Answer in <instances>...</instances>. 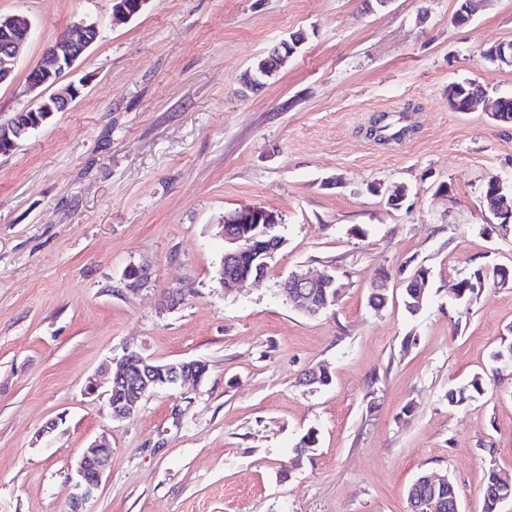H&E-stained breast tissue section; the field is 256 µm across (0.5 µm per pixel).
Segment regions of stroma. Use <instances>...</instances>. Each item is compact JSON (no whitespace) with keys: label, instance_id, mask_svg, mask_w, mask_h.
I'll list each match as a JSON object with an SVG mask.
<instances>
[{"label":"stroma","instance_id":"obj_1","mask_svg":"<svg viewBox=\"0 0 512 512\" xmlns=\"http://www.w3.org/2000/svg\"><path fill=\"white\" fill-rule=\"evenodd\" d=\"M149 0L130 21L112 0H0L31 23L0 118L32 102L26 75L73 22L100 36L65 81L80 95L0 155V512H69L75 465L96 438L112 459L88 512H406L423 471L448 475L461 512H482L489 469L512 475V288L458 306L476 266H512V231L489 224L492 178L512 182V0ZM304 42L262 87L241 75L273 44ZM476 80L484 106L448 87ZM389 114L408 132L371 135ZM407 186L401 208L391 190ZM277 214L266 275L219 281L226 212ZM148 268L126 290L129 266ZM430 272L417 315L370 307L379 273ZM336 272V305L295 311L281 284ZM180 294L179 304L167 298ZM134 351L203 360L195 387L146 391L113 421L90 378ZM324 366L331 382L301 380ZM483 395L449 406L477 373ZM59 420L52 433L44 428ZM316 431L313 452L295 445Z\"/></svg>","mask_w":512,"mask_h":512}]
</instances>
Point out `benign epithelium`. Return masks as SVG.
I'll return each mask as SVG.
<instances>
[{"label":"benign epithelium","mask_w":512,"mask_h":512,"mask_svg":"<svg viewBox=\"0 0 512 512\" xmlns=\"http://www.w3.org/2000/svg\"><path fill=\"white\" fill-rule=\"evenodd\" d=\"M113 13L127 19L138 16L148 0H112ZM29 24L16 15L0 14V84L6 82L15 71L22 55ZM99 36L98 26L94 22L79 20L49 46L42 56V62L32 68L27 76L28 91L47 90L57 86L65 73L72 70L75 63ZM301 42L296 39L282 41L273 46L268 56L283 60L296 53ZM79 94V89L71 84L64 91L46 97L39 95L33 104L4 122H0V154L12 151L17 141L38 129L56 112H64ZM226 224H256L272 227L279 224L277 215L260 206H243L224 216ZM149 278L148 268L130 266L122 275L126 286H135ZM336 282L323 272L315 277L293 272L283 283V293L292 306L308 315H318L336 299L323 295L313 299L308 294L310 288H334ZM208 371L203 360L157 363L147 360L131 351L119 359H113L106 365L107 376L130 374L135 377L133 386L123 388L110 385L105 391L112 417L122 420L132 416L138 408L144 392L149 388L170 385L199 383ZM112 457V446L106 440L90 444L83 452L75 467L76 493L72 497L69 512H85L84 506L93 492L100 486L104 472Z\"/></svg>","instance_id":"obj_1"}]
</instances>
